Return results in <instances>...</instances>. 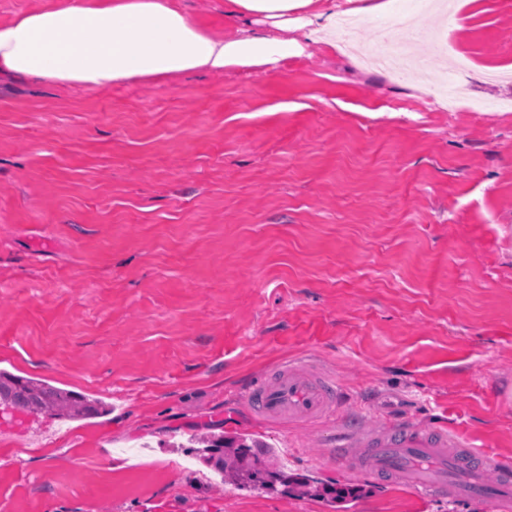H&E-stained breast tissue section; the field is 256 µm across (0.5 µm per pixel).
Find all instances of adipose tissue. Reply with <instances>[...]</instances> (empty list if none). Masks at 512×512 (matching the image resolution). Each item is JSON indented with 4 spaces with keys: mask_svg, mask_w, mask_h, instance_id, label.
<instances>
[{
    "mask_svg": "<svg viewBox=\"0 0 512 512\" xmlns=\"http://www.w3.org/2000/svg\"><path fill=\"white\" fill-rule=\"evenodd\" d=\"M224 7L279 26L301 12L305 38L330 45L336 35V0H224ZM291 46L259 33L211 32L178 0H56L0 23V80L92 91L131 80L259 67L287 56Z\"/></svg>",
    "mask_w": 512,
    "mask_h": 512,
    "instance_id": "ef3b65f1",
    "label": "adipose tissue"
}]
</instances>
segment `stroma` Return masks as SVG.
Segmentation results:
<instances>
[{
    "mask_svg": "<svg viewBox=\"0 0 512 512\" xmlns=\"http://www.w3.org/2000/svg\"><path fill=\"white\" fill-rule=\"evenodd\" d=\"M207 29L298 37L224 0ZM419 14L413 79L322 42L261 68L71 92L0 81V370L106 415L0 419L10 512H334L181 449L245 434L343 486L326 422L244 396L310 356L369 432L444 428L512 466V0ZM345 512H492L359 478Z\"/></svg>",
    "mask_w": 512,
    "mask_h": 512,
    "instance_id": "35a3bbf8",
    "label": "stroma"
}]
</instances>
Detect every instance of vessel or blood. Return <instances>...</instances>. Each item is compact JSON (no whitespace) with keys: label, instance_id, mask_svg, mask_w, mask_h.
<instances>
[{"label":"vessel or blood","instance_id":"1","mask_svg":"<svg viewBox=\"0 0 512 512\" xmlns=\"http://www.w3.org/2000/svg\"><path fill=\"white\" fill-rule=\"evenodd\" d=\"M246 397L262 419L300 422L334 418L340 399L332 379L304 362L279 365ZM327 460L347 476L382 478L424 501L480 497L494 512H512V472L445 430L422 433L392 425L353 434L339 424ZM489 470L495 482L485 481Z\"/></svg>","mask_w":512,"mask_h":512}]
</instances>
